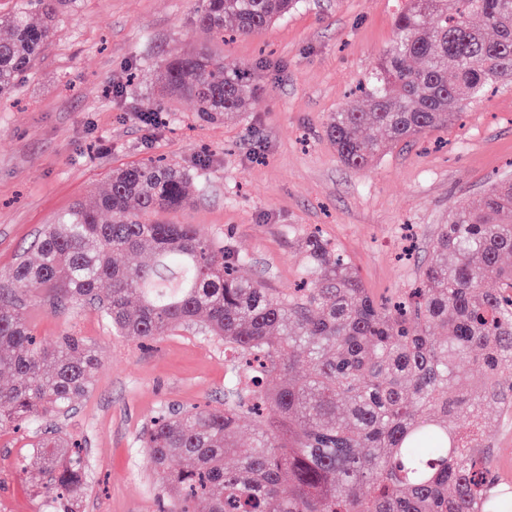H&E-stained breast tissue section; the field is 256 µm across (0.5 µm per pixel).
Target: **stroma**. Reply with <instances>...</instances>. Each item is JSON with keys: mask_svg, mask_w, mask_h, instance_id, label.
Instances as JSON below:
<instances>
[{"mask_svg": "<svg viewBox=\"0 0 512 512\" xmlns=\"http://www.w3.org/2000/svg\"><path fill=\"white\" fill-rule=\"evenodd\" d=\"M399 0H303L269 27L216 41L193 23L197 0H77L35 66L0 98V276L46 225L107 186L113 168L161 156L190 174L192 201L170 221L246 254L241 276L275 293L306 271L303 234L320 231L376 299L405 293L432 257L454 202L479 205L512 178V85L470 106L448 132L380 156L342 163L325 136L331 113L395 39ZM204 46L246 67L258 93L238 117L204 121L160 91L172 53ZM151 102L156 124L140 121ZM21 313L44 343L84 337L101 365L92 390L54 428L81 443L79 512H158L141 431L168 408L216 405L231 371L224 346L191 328L150 345L113 335L97 309L24 297ZM39 438L0 432V506L54 512L19 462Z\"/></svg>", "mask_w": 512, "mask_h": 512, "instance_id": "35a3bbf8", "label": "stroma"}]
</instances>
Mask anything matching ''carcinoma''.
I'll return each mask as SVG.
<instances>
[{
    "label": "carcinoma",
    "mask_w": 512,
    "mask_h": 512,
    "mask_svg": "<svg viewBox=\"0 0 512 512\" xmlns=\"http://www.w3.org/2000/svg\"><path fill=\"white\" fill-rule=\"evenodd\" d=\"M75 0H24L0 15V96L36 63ZM301 0H199L194 25L215 40L247 36ZM396 38L326 135L345 165L366 169L402 142L456 124L492 88L512 84V0H405ZM156 79L204 120L246 110L248 73L208 50L165 60ZM367 126L382 137L365 138ZM189 174L149 159L112 170L0 285V431L65 413L99 366L80 336L35 338L20 298L88 303L117 336L140 340L190 327L224 344L233 365L224 406L158 413L142 434L165 512H512V482L494 470L484 407L512 413V181L473 208L455 205L420 286L373 298L356 270L317 237L303 239L309 287L275 294L238 275L246 262L194 224L157 216L190 204ZM108 219H102V216ZM109 282L106 292L98 285ZM494 287L489 288L487 284ZM445 335H435V330ZM482 372L471 382L461 365ZM252 441L237 436L244 419ZM27 474L77 512L80 448L42 434ZM235 466H224L227 455Z\"/></svg>",
    "instance_id": "obj_1"
}]
</instances>
